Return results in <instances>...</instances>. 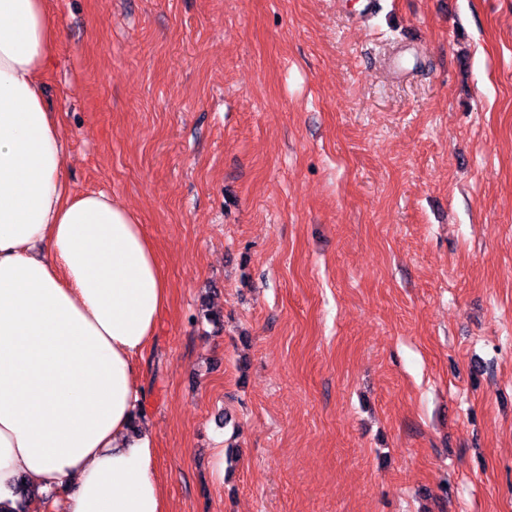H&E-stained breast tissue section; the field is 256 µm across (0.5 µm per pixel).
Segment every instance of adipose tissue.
I'll use <instances>...</instances> for the list:
<instances>
[{
  "instance_id": "1",
  "label": "adipose tissue",
  "mask_w": 512,
  "mask_h": 512,
  "mask_svg": "<svg viewBox=\"0 0 512 512\" xmlns=\"http://www.w3.org/2000/svg\"><path fill=\"white\" fill-rule=\"evenodd\" d=\"M46 0H0V501L36 512H166L136 360L168 301L130 209L63 178L43 101L55 48Z\"/></svg>"
}]
</instances>
